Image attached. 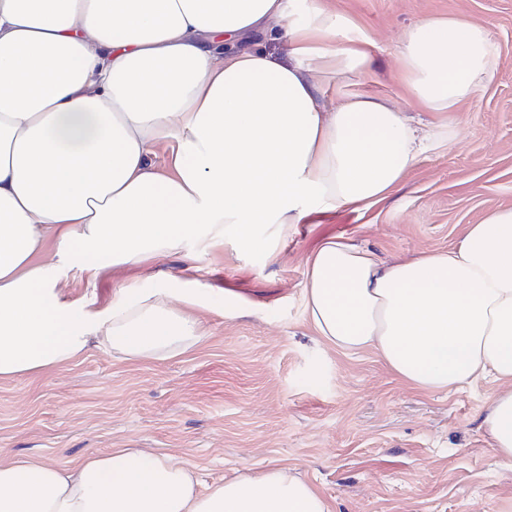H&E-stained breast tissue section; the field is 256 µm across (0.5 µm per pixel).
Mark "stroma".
<instances>
[{
  "mask_svg": "<svg viewBox=\"0 0 512 512\" xmlns=\"http://www.w3.org/2000/svg\"><path fill=\"white\" fill-rule=\"evenodd\" d=\"M368 37L361 92L384 98L429 131L398 80L404 32L429 16L487 25L493 78L454 117L399 185L366 207L322 205L272 248L190 240L131 265L72 271L59 296L94 310L120 289H197L203 335L192 351L123 361L91 344L79 360L0 380V465L30 457L65 467L91 452L139 448L190 464L199 491L285 467L330 512H512V466L480 426L492 380L427 393L376 352L346 354L312 328L303 302L307 261L341 238L384 263L458 246L470 225L512 209V0H322Z\"/></svg>",
  "mask_w": 512,
  "mask_h": 512,
  "instance_id": "stroma-1",
  "label": "stroma"
}]
</instances>
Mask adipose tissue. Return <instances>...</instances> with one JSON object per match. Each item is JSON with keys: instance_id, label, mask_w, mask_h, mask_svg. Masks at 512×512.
<instances>
[{"instance_id": "1", "label": "adipose tissue", "mask_w": 512, "mask_h": 512, "mask_svg": "<svg viewBox=\"0 0 512 512\" xmlns=\"http://www.w3.org/2000/svg\"><path fill=\"white\" fill-rule=\"evenodd\" d=\"M299 0H0V379L44 371L98 341L117 358L186 352L202 340L190 288L126 293L92 310L61 300V275L123 266L190 239L253 247L287 233L311 199L360 207L390 193L422 151L402 112L327 84L363 80L368 40ZM275 34L288 62L235 49ZM407 96L454 112L493 76L487 26L428 17L398 49ZM175 141L171 171L149 158ZM56 248L49 260L41 249ZM303 300L336 350H375L402 381L438 391L493 377L481 426L512 462V209L460 245L392 265L330 240L309 259ZM0 512H329L283 467L195 488L190 466L136 448L69 467L0 465Z\"/></svg>"}]
</instances>
